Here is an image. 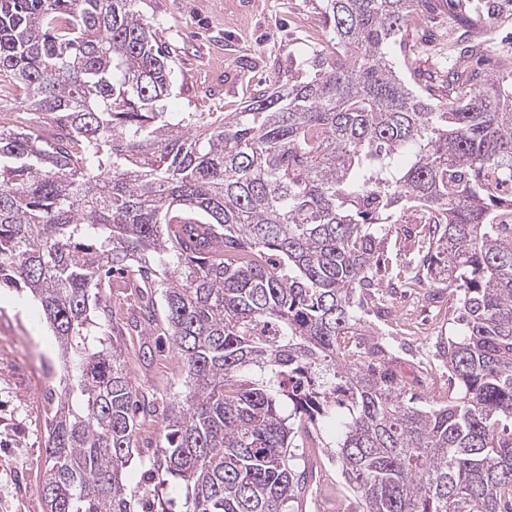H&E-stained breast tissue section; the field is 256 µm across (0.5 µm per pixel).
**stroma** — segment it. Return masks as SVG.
I'll return each instance as SVG.
<instances>
[{
	"label": "stroma",
	"mask_w": 512,
	"mask_h": 512,
	"mask_svg": "<svg viewBox=\"0 0 512 512\" xmlns=\"http://www.w3.org/2000/svg\"><path fill=\"white\" fill-rule=\"evenodd\" d=\"M461 0H430L407 31L416 52L406 73L412 85L436 84L445 63L428 49L441 41L460 11ZM138 9L158 40L173 51V87L166 111L237 112L257 89L287 81L304 62L329 46L323 0H139ZM493 27L479 55L485 74L512 71V19L481 16L479 29ZM112 313V336L129 364L128 380L151 404L137 432L141 459L128 468L130 486L143 485L148 468L143 458L159 440L170 401L183 389L184 375L161 323H147L133 275L114 279L101 295ZM439 322L423 343L409 345L390 326L385 341L406 360L421 362L432 354L437 337L453 333L455 301H421ZM31 299L16 307L0 300V458L16 461L13 476L0 473V512H45L37 491L47 465L46 395L61 374L51 331L32 312ZM321 449L302 448L300 460L312 471L304 512H358L327 444L335 443V424L318 427Z\"/></svg>",
	"instance_id": "1"
}]
</instances>
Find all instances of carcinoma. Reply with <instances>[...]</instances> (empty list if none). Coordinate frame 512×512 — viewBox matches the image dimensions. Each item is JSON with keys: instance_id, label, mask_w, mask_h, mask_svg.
I'll use <instances>...</instances> for the list:
<instances>
[{"instance_id": "cac0c4a2", "label": "carcinoma", "mask_w": 512, "mask_h": 512, "mask_svg": "<svg viewBox=\"0 0 512 512\" xmlns=\"http://www.w3.org/2000/svg\"><path fill=\"white\" fill-rule=\"evenodd\" d=\"M423 2L326 0L311 70L173 123L168 52L136 0H0V73L67 131L0 126V288L31 295L64 365L46 512H292L294 439L336 416L362 512H512V73L485 75L450 29L448 101L413 87L387 46ZM482 10L509 19L512 0ZM404 204L424 222L391 258ZM121 270L160 292L185 374L137 488L149 405L100 303ZM382 272L458 302L438 403L367 324Z\"/></svg>"}]
</instances>
